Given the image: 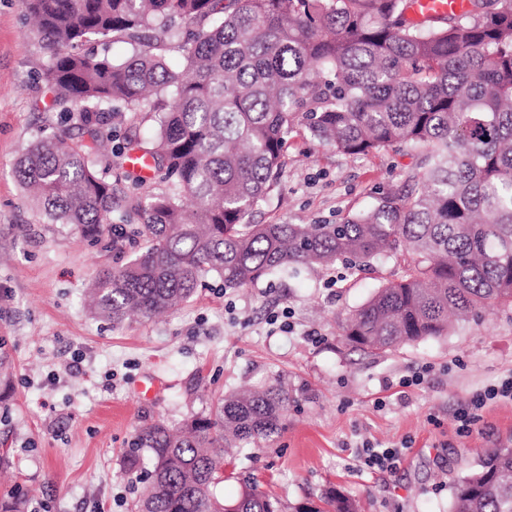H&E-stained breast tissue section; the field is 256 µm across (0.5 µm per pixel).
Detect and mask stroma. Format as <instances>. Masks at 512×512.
<instances>
[{
  "mask_svg": "<svg viewBox=\"0 0 512 512\" xmlns=\"http://www.w3.org/2000/svg\"><path fill=\"white\" fill-rule=\"evenodd\" d=\"M50 51L21 0H0V496L41 512H131L142 491L122 457L153 422L180 424L230 391L277 376L306 389L276 441L236 470L284 502L333 487L361 512H449V484L512 441V402L493 400L468 435L456 413L512 376V310L501 307L380 354L352 349L341 323L400 271L380 257L356 270L294 266L254 285H205L178 310L121 325L91 312L87 290L123 255L45 220L15 177L49 124ZM279 187L253 224H335L403 188L417 154L388 147L352 158L302 128L288 133ZM288 311L291 327L272 324ZM424 372L421 385L401 378ZM411 446L395 473L359 467L370 441Z\"/></svg>",
  "mask_w": 512,
  "mask_h": 512,
  "instance_id": "35a3bbf8",
  "label": "stroma"
}]
</instances>
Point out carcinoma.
I'll return each instance as SVG.
<instances>
[{
  "label": "carcinoma",
  "mask_w": 512,
  "mask_h": 512,
  "mask_svg": "<svg viewBox=\"0 0 512 512\" xmlns=\"http://www.w3.org/2000/svg\"><path fill=\"white\" fill-rule=\"evenodd\" d=\"M422 23L410 0H24L51 51L47 78L60 125L85 141L36 139L15 169L53 224L91 244L113 216L144 246L99 272L91 306L120 324L189 300L203 279L244 288L293 265L366 267L400 260V275L343 323L353 348L373 352L448 335L455 321L512 307V0H466ZM97 38L126 54L85 50ZM178 58L183 69L168 67ZM157 124L152 145L140 125ZM349 156L405 146L419 153L404 191L339 224H249L279 185L296 120ZM140 154L166 187L138 195L112 179ZM299 390L278 377L222 396L178 427L140 430L123 457L144 474L137 512H358L334 490L287 505L240 478L217 487L241 454L275 441ZM451 512H512V441L479 457L450 485ZM0 512H26L16 492Z\"/></svg>",
  "instance_id": "carcinoma-1"
}]
</instances>
